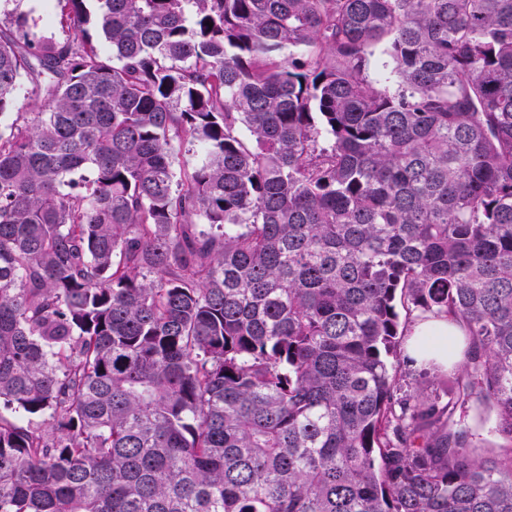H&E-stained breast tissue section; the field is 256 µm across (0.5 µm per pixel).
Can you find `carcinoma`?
<instances>
[{
	"label": "carcinoma",
	"mask_w": 512,
	"mask_h": 512,
	"mask_svg": "<svg viewBox=\"0 0 512 512\" xmlns=\"http://www.w3.org/2000/svg\"><path fill=\"white\" fill-rule=\"evenodd\" d=\"M86 2L0 28V512H512V0ZM386 63V67H382V64ZM392 70V63L389 57L383 53L382 47H377L374 52V56L372 58V62L370 68L368 70V78L377 83L379 85H387L392 87L393 84L391 81L386 80L390 77V72ZM386 81V82H385ZM414 322L415 320L410 323L406 336L402 340L401 353H406L414 366L430 368L432 365H436L446 370L433 375L429 372L425 373V369L420 370L409 365L403 367L406 372L405 382L412 386L415 379L429 381L431 390L437 389L443 400L447 401L448 396L445 395V391L448 388V375L452 376V372L450 370L448 372L447 369L448 365L456 364L462 359L464 328L461 324L445 316H428L427 319L418 320L413 325ZM448 337L453 341V348L449 352Z\"/></svg>",
	"instance_id": "cac0c4a2"
}]
</instances>
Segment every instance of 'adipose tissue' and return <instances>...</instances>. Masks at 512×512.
Here are the masks:
<instances>
[{
  "label": "adipose tissue",
  "instance_id": "adipose-tissue-1",
  "mask_svg": "<svg viewBox=\"0 0 512 512\" xmlns=\"http://www.w3.org/2000/svg\"><path fill=\"white\" fill-rule=\"evenodd\" d=\"M463 336L461 324L445 316H431L413 325L405 353L414 366L445 368L461 360Z\"/></svg>",
  "mask_w": 512,
  "mask_h": 512
}]
</instances>
